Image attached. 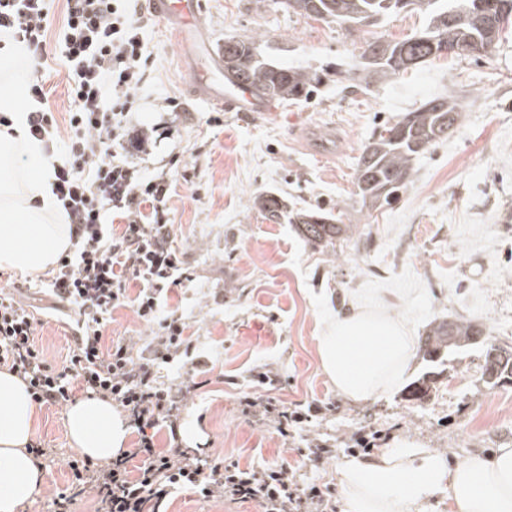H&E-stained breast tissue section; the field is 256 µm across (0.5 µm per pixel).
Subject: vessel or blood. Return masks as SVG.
I'll use <instances>...</instances> for the list:
<instances>
[{
	"label": "vessel or blood",
	"instance_id": "b4317fda",
	"mask_svg": "<svg viewBox=\"0 0 512 512\" xmlns=\"http://www.w3.org/2000/svg\"><path fill=\"white\" fill-rule=\"evenodd\" d=\"M151 13L178 30L190 60L191 89L228 112H272L273 101L256 96L246 83L224 84V58L211 53L204 36L201 0H148Z\"/></svg>",
	"mask_w": 512,
	"mask_h": 512
}]
</instances>
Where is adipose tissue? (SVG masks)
I'll return each mask as SVG.
<instances>
[{
    "label": "adipose tissue",
    "instance_id": "ef3b65f1",
    "mask_svg": "<svg viewBox=\"0 0 512 512\" xmlns=\"http://www.w3.org/2000/svg\"><path fill=\"white\" fill-rule=\"evenodd\" d=\"M22 120L0 133V270L41 274L70 247V227L50 192L47 168L30 174L17 156L38 158ZM321 368L345 399L375 400L399 383L414 360L413 338L402 319L371 309L329 320L318 338ZM35 407L21 379L0 370V512H18L44 483L27 447ZM72 447L93 460L123 449L129 428L110 400L83 399L67 406ZM448 487V512H512V446L445 464L415 441L397 452L351 459L339 469L345 512H424L440 485Z\"/></svg>",
    "mask_w": 512,
    "mask_h": 512
}]
</instances>
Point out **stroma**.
Wrapping results in <instances>:
<instances>
[{"label":"stroma","mask_w":512,"mask_h":512,"mask_svg":"<svg viewBox=\"0 0 512 512\" xmlns=\"http://www.w3.org/2000/svg\"><path fill=\"white\" fill-rule=\"evenodd\" d=\"M202 2L213 49L230 37L248 39L261 59L321 80L276 111L226 112L190 93L174 27L155 18L144 31L151 73L136 91L131 126L150 131L152 143L133 161L173 183L169 219L193 280L171 293L169 307L209 366L186 401L183 426L194 434L183 447L243 468L279 464L334 486L363 426L382 431L385 447L413 440L456 462L512 444V381L490 388L479 380L486 347L512 346V33L489 55L434 58L363 88L366 40L412 36L422 15L352 29L295 14L278 0ZM436 96L456 99L462 124L418 158L412 182L391 204L364 207L355 172L372 132ZM324 142L330 151H321ZM270 192L291 208L339 213L351 234L327 247L305 241L295 225L270 222L256 207ZM37 282L0 275V287L32 305L41 321L36 341L59 362L73 345L72 322ZM357 309L403 317L417 341L446 320L482 334L439 363L416 350L402 384L356 405L327 380L317 346L330 319ZM107 336L142 352L151 330L126 306L113 311ZM263 372L274 385L257 386ZM428 372L429 396L409 399ZM247 393L315 404L321 413L304 434L286 439L242 414ZM35 416L33 440L53 454L42 464L43 488L19 512H51L54 491L72 480L69 460L80 456L64 407ZM313 438L339 447L337 458L304 456Z\"/></svg>","instance_id":"1"}]
</instances>
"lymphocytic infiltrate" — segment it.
<instances>
[{"instance_id":"lymphocytic-infiltrate-1","label":"lymphocytic infiltrate","mask_w":512,"mask_h":512,"mask_svg":"<svg viewBox=\"0 0 512 512\" xmlns=\"http://www.w3.org/2000/svg\"><path fill=\"white\" fill-rule=\"evenodd\" d=\"M65 2L63 23L52 38L54 0H0V42L19 46L29 63L28 135L52 157L51 193L72 225L71 247L59 257L49 285L56 307L77 316L74 346L62 362L49 361L36 343L33 311L0 292V369L21 378L39 406L71 401L78 392L111 400L138 439L109 460H71L73 480L55 492L53 512H72L80 498L93 501L96 512H166L179 488L205 501H252L260 512H336L334 488L305 482L283 466L243 469L204 449L182 447V412L202 364L192 358L185 323L168 308L169 292L191 281L167 219L171 183L162 175H140L130 164L145 144L128 121L149 61L138 0ZM52 54L65 65L73 105L64 131L39 72ZM115 218L125 221L118 233ZM123 306L151 328L147 354H135L121 340L106 342L112 312ZM179 357L189 360L187 379L162 381L161 365ZM239 404L244 415L272 424L285 438L319 412L271 396L246 394ZM161 432L165 450L156 446Z\"/></svg>"}]
</instances>
